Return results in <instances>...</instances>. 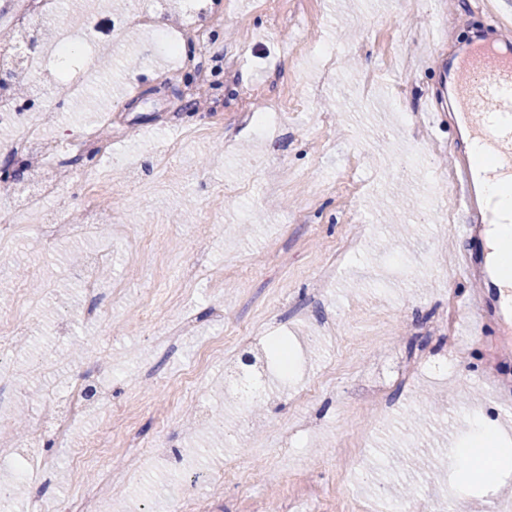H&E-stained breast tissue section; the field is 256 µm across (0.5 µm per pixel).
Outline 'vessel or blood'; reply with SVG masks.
<instances>
[{
    "label": "vessel or blood",
    "instance_id": "obj_1",
    "mask_svg": "<svg viewBox=\"0 0 512 512\" xmlns=\"http://www.w3.org/2000/svg\"><path fill=\"white\" fill-rule=\"evenodd\" d=\"M455 102L463 127L488 151V172L512 181V52L487 46L472 55L461 69ZM478 184L475 170L465 167L459 199V232L473 247L480 242V225L496 220L489 210H475ZM458 275L465 280H477L486 289L493 288L496 279L494 270L482 266L471 255L466 256Z\"/></svg>",
    "mask_w": 512,
    "mask_h": 512
}]
</instances>
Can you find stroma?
Returning a JSON list of instances; mask_svg holds the SVG:
<instances>
[{
  "label": "stroma",
  "mask_w": 512,
  "mask_h": 512,
  "mask_svg": "<svg viewBox=\"0 0 512 512\" xmlns=\"http://www.w3.org/2000/svg\"><path fill=\"white\" fill-rule=\"evenodd\" d=\"M210 59L223 60L224 108L195 112L176 88L155 78L149 35L113 34L101 0H65L60 19L80 41L108 50L112 66L69 100L49 137L81 139L85 129L121 133L115 151L126 169L99 189L111 225L62 241L24 224L0 249V305L16 306L22 343L0 345L8 370L0 382V430L23 435L63 381L111 385L112 457L118 479L100 483L72 470L77 444L96 435L99 416L74 443L52 439L30 450L31 476L15 485L11 512L39 497L49 512H68L96 494L107 512H170L174 488L207 494V473L236 457L248 479L224 486L211 512H387L400 490L435 503L453 499L468 512H499L501 496L463 482L454 451L475 411L501 421L512 449V321L496 292L477 335L465 336L464 298L478 285L456 275L463 240L441 221L436 176L465 154L446 115L428 108L476 29L490 25L485 0H223ZM299 101L257 137L248 112ZM333 124L322 121L324 115ZM46 216L83 219L86 198L73 172L60 173ZM210 227L208 236L198 225ZM354 241L334 277L331 250ZM104 293L85 291L84 263L101 250ZM205 268L183 276L196 253ZM409 268L393 275L392 261ZM106 321L82 317L90 304ZM223 305L224 320L210 321ZM281 312V337L304 363L289 383L270 378L265 395L242 404L225 386L230 365L254 352ZM199 318L175 355L158 358L156 336L185 313ZM447 316L460 352L423 336ZM335 317L334 327L324 324ZM254 328L239 346L237 330ZM426 348L431 365L453 364L439 378L397 379L402 359ZM207 363L194 391L175 377L199 356ZM158 363L155 378L141 367ZM150 444L165 435L158 458L128 463L126 434Z\"/></svg>",
  "instance_id": "obj_1"
}]
</instances>
